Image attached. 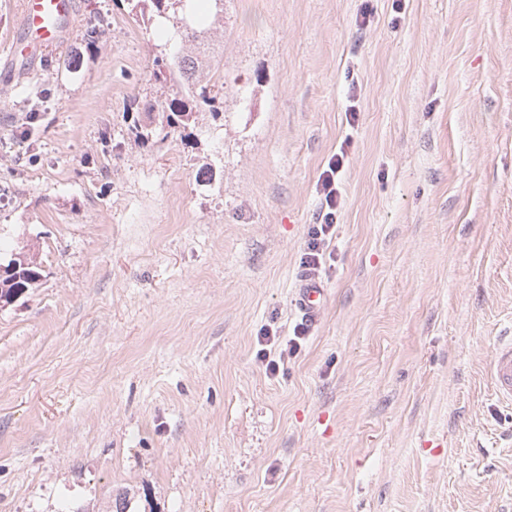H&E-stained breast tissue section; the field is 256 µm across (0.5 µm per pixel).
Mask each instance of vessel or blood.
Wrapping results in <instances>:
<instances>
[{"mask_svg":"<svg viewBox=\"0 0 512 512\" xmlns=\"http://www.w3.org/2000/svg\"><path fill=\"white\" fill-rule=\"evenodd\" d=\"M74 8L73 0H22L20 26L30 37L24 48H13L16 58H27L37 48L58 45ZM327 290L312 277L301 278L295 303L306 319L320 316ZM494 394L502 404L512 406V335L500 337L487 364Z\"/></svg>","mask_w":512,"mask_h":512,"instance_id":"obj_1","label":"vessel or blood"}]
</instances>
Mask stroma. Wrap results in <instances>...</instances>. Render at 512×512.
Returning a JSON list of instances; mask_svg holds the SVG:
<instances>
[{
	"mask_svg": "<svg viewBox=\"0 0 512 512\" xmlns=\"http://www.w3.org/2000/svg\"><path fill=\"white\" fill-rule=\"evenodd\" d=\"M74 3L13 62L0 0V258L42 262L0 307V512H512L485 372L512 329V0H226L223 117L148 146L154 36ZM341 150L328 300L272 375L259 332L303 320ZM344 159L345 152L342 150L340 154L336 153L333 155L328 161L327 168L319 176V193L322 197L319 222L310 228L307 251L304 253L301 262L303 267L313 272H316L321 267L325 241L332 237L330 234L336 223L338 205L337 181L338 175L345 165Z\"/></svg>",
	"mask_w": 512,
	"mask_h": 512,
	"instance_id": "35a3bbf8",
	"label": "stroma"
}]
</instances>
